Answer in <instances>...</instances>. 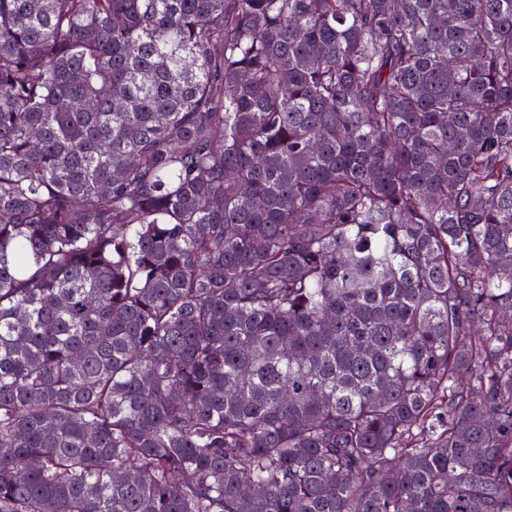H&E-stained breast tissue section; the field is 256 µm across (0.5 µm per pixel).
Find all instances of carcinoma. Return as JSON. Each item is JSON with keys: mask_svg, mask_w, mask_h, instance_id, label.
I'll return each instance as SVG.
<instances>
[{"mask_svg": "<svg viewBox=\"0 0 512 512\" xmlns=\"http://www.w3.org/2000/svg\"><path fill=\"white\" fill-rule=\"evenodd\" d=\"M0 512H512V0H0Z\"/></svg>", "mask_w": 512, "mask_h": 512, "instance_id": "obj_1", "label": "carcinoma"}]
</instances>
